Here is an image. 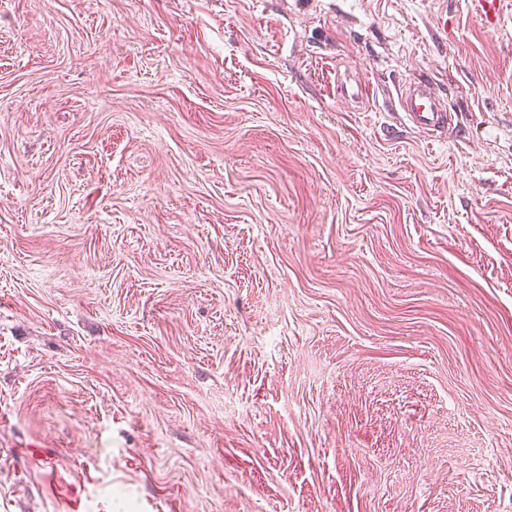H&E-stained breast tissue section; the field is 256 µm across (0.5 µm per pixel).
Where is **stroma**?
<instances>
[{
    "label": "stroma",
    "instance_id": "obj_1",
    "mask_svg": "<svg viewBox=\"0 0 512 512\" xmlns=\"http://www.w3.org/2000/svg\"><path fill=\"white\" fill-rule=\"evenodd\" d=\"M0 512H512V7L0 0ZM399 103L406 120L429 135L442 128L447 120L443 101L428 81H414L399 92Z\"/></svg>",
    "mask_w": 512,
    "mask_h": 512
}]
</instances>
